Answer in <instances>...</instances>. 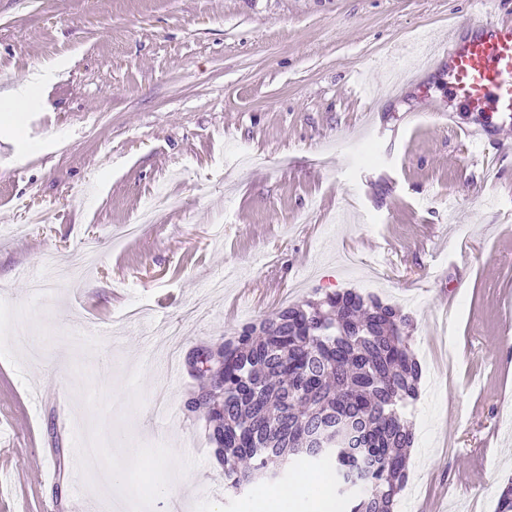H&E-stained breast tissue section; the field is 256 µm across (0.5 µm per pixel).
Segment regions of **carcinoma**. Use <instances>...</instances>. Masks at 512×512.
Instances as JSON below:
<instances>
[{
	"label": "carcinoma",
	"mask_w": 512,
	"mask_h": 512,
	"mask_svg": "<svg viewBox=\"0 0 512 512\" xmlns=\"http://www.w3.org/2000/svg\"><path fill=\"white\" fill-rule=\"evenodd\" d=\"M407 326L396 307L348 290L224 340V363L193 405L207 412L225 488L333 467L350 482L343 512H393L414 440L403 409L421 379ZM496 512H512V479Z\"/></svg>",
	"instance_id": "carcinoma-1"
}]
</instances>
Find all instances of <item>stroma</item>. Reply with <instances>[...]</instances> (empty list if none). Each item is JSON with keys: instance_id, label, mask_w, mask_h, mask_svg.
Masks as SVG:
<instances>
[{"instance_id": "obj_1", "label": "stroma", "mask_w": 512, "mask_h": 512, "mask_svg": "<svg viewBox=\"0 0 512 512\" xmlns=\"http://www.w3.org/2000/svg\"><path fill=\"white\" fill-rule=\"evenodd\" d=\"M480 8L512 0H0L9 512H99L128 441L160 487L126 481L130 512H254L264 484L225 491L186 408L188 357L350 289L408 317L422 367L397 512H495L512 476V127L475 152L458 130L481 117L440 59L426 95L385 93L422 34ZM88 242L79 279H19ZM94 438L113 450L96 474L80 464Z\"/></svg>"}]
</instances>
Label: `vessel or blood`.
<instances>
[{"label": "vessel or blood", "mask_w": 512, "mask_h": 512, "mask_svg": "<svg viewBox=\"0 0 512 512\" xmlns=\"http://www.w3.org/2000/svg\"><path fill=\"white\" fill-rule=\"evenodd\" d=\"M448 94L469 111L512 125V18L478 11L448 32Z\"/></svg>", "instance_id": "obj_1"}]
</instances>
